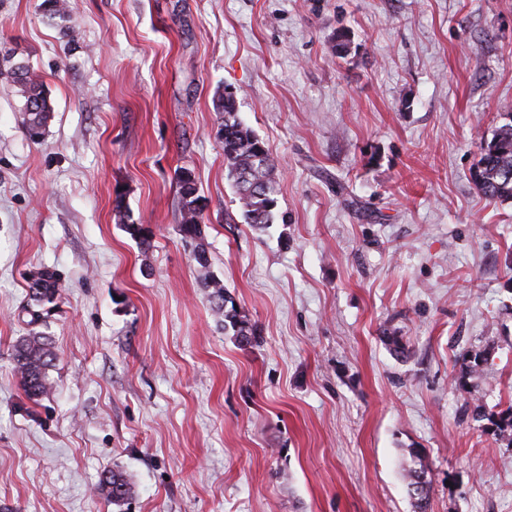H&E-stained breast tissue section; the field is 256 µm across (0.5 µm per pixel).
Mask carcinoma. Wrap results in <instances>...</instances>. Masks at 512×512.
Returning <instances> with one entry per match:
<instances>
[{"instance_id": "obj_1", "label": "carcinoma", "mask_w": 512, "mask_h": 512, "mask_svg": "<svg viewBox=\"0 0 512 512\" xmlns=\"http://www.w3.org/2000/svg\"><path fill=\"white\" fill-rule=\"evenodd\" d=\"M43 15L50 19L65 20L69 12L68 0H42ZM331 49L338 58H345L351 49L349 31L339 29L332 39ZM0 78L19 88L24 98L23 110L27 115L25 129L33 141L40 140L51 112L43 81L22 62L0 66ZM219 114L218 136L224 147V162L233 178L244 223L255 227L273 223L277 206V166L266 144L239 117L236 99L219 95L216 100ZM478 178L474 184L489 200L512 198V124L499 128L475 167ZM188 169L178 174V194L181 220L179 232L182 238L194 244V257L204 271V285L210 289L209 299L213 311L224 318V330L232 331L238 341L248 345L255 340L257 328L235 307H227L224 285L209 271V258L202 227L205 198L200 195L195 176H186ZM114 217L126 232L139 244L150 247L149 231L141 224L129 223V216L121 198H116ZM59 295V284L53 272L44 270L35 283L28 284L30 320L27 335L14 345L12 360L19 375L21 388L31 401H38L51 388L49 371L54 367L55 354L49 337L33 329L42 318L37 308L53 303ZM413 466L406 470L408 488L415 496L417 512H426L430 486L420 478L426 473L420 452L411 450ZM98 489L112 504L119 506L134 494V486L125 472L112 469L102 474Z\"/></svg>"}]
</instances>
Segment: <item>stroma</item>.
<instances>
[{
  "instance_id": "35a3bbf8",
  "label": "stroma",
  "mask_w": 512,
  "mask_h": 512,
  "mask_svg": "<svg viewBox=\"0 0 512 512\" xmlns=\"http://www.w3.org/2000/svg\"><path fill=\"white\" fill-rule=\"evenodd\" d=\"M41 3L0 0V55L52 107L32 141L0 81V512H414V448L428 512H512V199L471 178L512 123V0ZM227 87L279 163L262 229L216 135ZM183 168L253 345L181 240ZM41 269L60 295L35 404L11 352ZM113 211L117 222L119 224H123L126 232L130 234L132 238L138 240L141 246H145L147 248L151 246L149 231L141 224L129 223V216L126 214L125 207L120 198L116 199ZM410 455L412 457L413 466H410L409 469L406 470V476L409 480L408 488L415 496L416 511L425 512L429 499L430 486L428 481H426L424 486L420 478L422 475H425L426 470L422 464L421 455L418 450L411 449ZM98 489L112 504L120 506L134 494V486L122 470L112 469L102 474Z\"/></svg>"
}]
</instances>
